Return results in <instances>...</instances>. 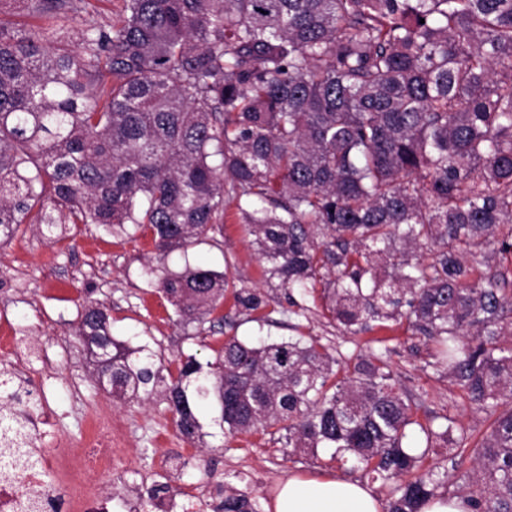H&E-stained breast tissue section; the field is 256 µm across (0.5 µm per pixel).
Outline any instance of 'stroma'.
<instances>
[{
    "instance_id": "1",
    "label": "stroma",
    "mask_w": 512,
    "mask_h": 512,
    "mask_svg": "<svg viewBox=\"0 0 512 512\" xmlns=\"http://www.w3.org/2000/svg\"><path fill=\"white\" fill-rule=\"evenodd\" d=\"M48 253L55 257L49 266L43 263ZM188 260L219 271L232 263L239 285L271 290L252 238L231 206L223 223L214 225L186 255L176 251L162 259L151 235L117 237L93 224L79 225L74 240L61 242L55 232L25 225L10 244L0 247V332L16 336L33 358L46 354L53 359L54 374L41 379L39 387L60 430L77 432L86 411L97 405L111 407L128 430L129 442L120 451L124 467L112 478L106 512H150L148 493L157 485L167 486L166 500L174 504V512H183L193 498L205 504V512H219L228 486L245 493L257 512H273L278 483L288 476L366 479L361 466L340 469L329 449L310 455L293 452L268 434L231 437L208 414L202 418L203 438L189 441L177 433L161 398H113L96 381L94 363L74 335L77 315L90 301L109 309L114 337L148 345L172 370L184 355L214 359L232 334L272 341L311 336L331 355L349 362L384 351L419 421L440 422L449 416L477 440L489 432L493 415L477 410L447 377L434 374L423 337L406 327L350 335L310 299L300 308L284 302L274 312L248 316L239 312L229 292L203 323L179 324L148 269L161 262L176 271Z\"/></svg>"
}]
</instances>
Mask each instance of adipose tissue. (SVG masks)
<instances>
[{
    "mask_svg": "<svg viewBox=\"0 0 512 512\" xmlns=\"http://www.w3.org/2000/svg\"><path fill=\"white\" fill-rule=\"evenodd\" d=\"M273 512H380V506L359 483L293 476L280 482Z\"/></svg>",
    "mask_w": 512,
    "mask_h": 512,
    "instance_id": "adipose-tissue-1",
    "label": "adipose tissue"
}]
</instances>
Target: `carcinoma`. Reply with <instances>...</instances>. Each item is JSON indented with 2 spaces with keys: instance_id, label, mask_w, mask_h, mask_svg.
Wrapping results in <instances>:
<instances>
[{
  "instance_id": "carcinoma-1",
  "label": "carcinoma",
  "mask_w": 512,
  "mask_h": 512,
  "mask_svg": "<svg viewBox=\"0 0 512 512\" xmlns=\"http://www.w3.org/2000/svg\"><path fill=\"white\" fill-rule=\"evenodd\" d=\"M45 25L0 22V247L24 224L127 226L184 253L234 205L267 283L352 335L407 324L431 367L495 415L470 445L422 424L386 354L354 364L316 340L227 336L215 359L165 371L88 303L74 328L96 376L128 401L159 395L186 439L220 408L228 434L285 431L395 483L386 512H421L452 475L429 449L473 453L472 512H512V0H123L71 41L82 0H11ZM185 262L158 282L189 325L228 288ZM223 512H255L224 488Z\"/></svg>"
}]
</instances>
